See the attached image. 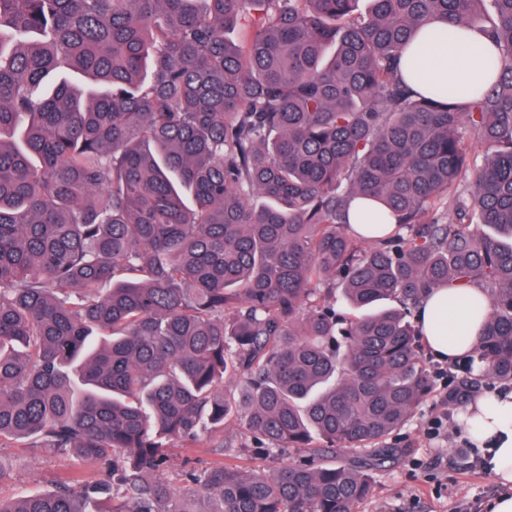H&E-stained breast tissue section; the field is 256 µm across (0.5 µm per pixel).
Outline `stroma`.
Returning a JSON list of instances; mask_svg holds the SVG:
<instances>
[{
  "label": "stroma",
  "instance_id": "1",
  "mask_svg": "<svg viewBox=\"0 0 512 512\" xmlns=\"http://www.w3.org/2000/svg\"><path fill=\"white\" fill-rule=\"evenodd\" d=\"M463 376L460 364H449L447 389H434L414 420L395 433L391 443L400 453L376 474L374 492L361 504V512H483L485 503L501 493V486L481 466L480 449L470 447L456 429L435 439L426 434L430 416L444 411L456 416L462 400L456 388ZM215 442L207 434L197 447L172 448L167 480L180 484L186 469L220 462ZM0 458L10 465L0 479V496L5 498L47 491L50 480L68 479L77 467L71 457L48 454L22 441L6 443Z\"/></svg>",
  "mask_w": 512,
  "mask_h": 512
}]
</instances>
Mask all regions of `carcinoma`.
Masks as SVG:
<instances>
[{"instance_id":"obj_1","label":"carcinoma","mask_w":512,"mask_h":512,"mask_svg":"<svg viewBox=\"0 0 512 512\" xmlns=\"http://www.w3.org/2000/svg\"><path fill=\"white\" fill-rule=\"evenodd\" d=\"M357 2L0 0V446L100 466L0 512H357L433 391L432 288L491 303L459 391L512 383V0ZM462 28L497 80L415 91L404 48ZM233 419L309 463L172 486Z\"/></svg>"}]
</instances>
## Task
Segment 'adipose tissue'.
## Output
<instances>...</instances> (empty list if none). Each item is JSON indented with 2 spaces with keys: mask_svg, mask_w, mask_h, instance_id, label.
Wrapping results in <instances>:
<instances>
[{
  "mask_svg": "<svg viewBox=\"0 0 512 512\" xmlns=\"http://www.w3.org/2000/svg\"><path fill=\"white\" fill-rule=\"evenodd\" d=\"M493 41L482 31L464 30L458 43L425 56H403L401 71L416 90L436 85L450 87L486 82L483 59L495 52ZM464 56V66L448 61ZM489 303L478 288H435L423 298L416 320L421 340L441 361L463 359L474 348L481 326L488 319ZM460 419L472 444L484 450L485 467L505 491L489 500L487 512H512V395L488 393L461 406Z\"/></svg>",
  "mask_w": 512,
  "mask_h": 512,
  "instance_id": "obj_1",
  "label": "adipose tissue"
}]
</instances>
